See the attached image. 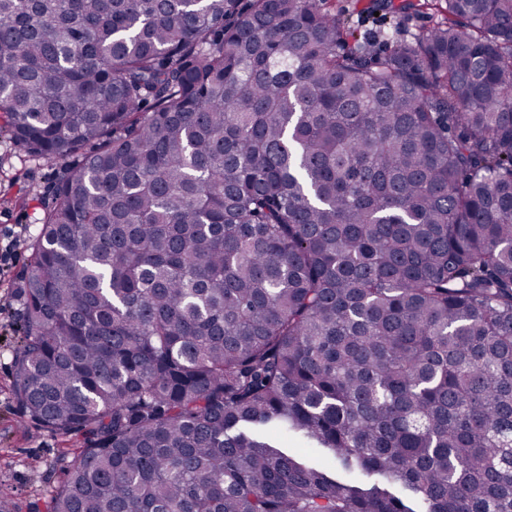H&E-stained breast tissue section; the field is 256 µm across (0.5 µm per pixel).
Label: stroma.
Wrapping results in <instances>:
<instances>
[{"label": "stroma", "instance_id": "35a3bbf8", "mask_svg": "<svg viewBox=\"0 0 512 512\" xmlns=\"http://www.w3.org/2000/svg\"><path fill=\"white\" fill-rule=\"evenodd\" d=\"M420 2L418 10L400 14L377 10L376 0H328L327 7L347 31L349 45H381L388 34L411 35L445 18L443 0ZM57 178L53 162L21 150L0 131V248L11 249L8 262L0 264V495L12 499L16 512H32L55 480L51 464L75 443L21 419L15 394L14 358L23 309L16 289L29 272L28 245L40 230Z\"/></svg>", "mask_w": 512, "mask_h": 512}]
</instances>
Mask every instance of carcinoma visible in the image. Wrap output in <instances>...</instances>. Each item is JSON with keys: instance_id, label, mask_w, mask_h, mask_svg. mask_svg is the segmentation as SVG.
<instances>
[{"instance_id": "cac0c4a2", "label": "carcinoma", "mask_w": 512, "mask_h": 512, "mask_svg": "<svg viewBox=\"0 0 512 512\" xmlns=\"http://www.w3.org/2000/svg\"><path fill=\"white\" fill-rule=\"evenodd\" d=\"M443 2L0 0L34 512H512V0ZM328 9L336 13L348 34V45L374 41L376 47L385 48L388 34H414L435 25L445 18V4L440 0H419L417 11L392 14L375 6L376 0H326ZM374 12H379L375 17ZM351 34V35H350Z\"/></svg>"}]
</instances>
